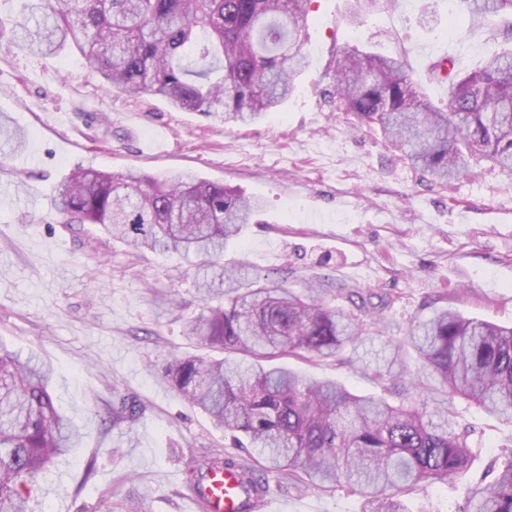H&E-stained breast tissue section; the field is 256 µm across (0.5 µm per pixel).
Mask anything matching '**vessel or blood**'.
Segmentation results:
<instances>
[{"mask_svg": "<svg viewBox=\"0 0 512 512\" xmlns=\"http://www.w3.org/2000/svg\"><path fill=\"white\" fill-rule=\"evenodd\" d=\"M269 484H258L255 492H241L236 472L210 469L198 486L189 487L187 497L196 512H263L269 502Z\"/></svg>", "mask_w": 512, "mask_h": 512, "instance_id": "obj_1", "label": "vessel or blood"}]
</instances>
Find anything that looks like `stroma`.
Returning a JSON list of instances; mask_svg holds the SVG:
<instances>
[{
	"label": "stroma",
	"instance_id": "stroma-1",
	"mask_svg": "<svg viewBox=\"0 0 512 512\" xmlns=\"http://www.w3.org/2000/svg\"><path fill=\"white\" fill-rule=\"evenodd\" d=\"M437 24L417 21L421 0L355 16L353 0H314L306 36L309 64L280 111L240 127L218 115L178 111L152 97L103 89L75 48L31 56L0 41V113L26 134L22 152L0 157V348L53 365L59 409L81 433L47 481L33 486L31 512H184L189 459L233 453L223 430L162 381L175 354L198 353L185 323L203 308L201 281L223 266L242 282L267 276L299 291L325 279L390 297L378 332L365 319L357 353L384 354L417 317L445 307L512 324V174L488 162L448 185L432 183L359 124L336 96V51L356 47L408 54L428 100L445 106L424 49L466 71L512 46V22L448 20V0H431ZM161 175L191 170L264 201L224 250L222 264L136 250L98 225L63 223L52 208L74 167ZM288 366L332 379L352 393L382 387L357 366L333 360ZM136 401L135 422L113 423L112 405ZM455 430L469 429L483 453L470 478L406 497L410 512H457L472 485L512 451V423L465 400ZM94 475H87L88 465ZM273 512H360L344 485L293 490L271 479Z\"/></svg>",
	"mask_w": 512,
	"mask_h": 512
}]
</instances>
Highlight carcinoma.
I'll list each match as a JSON object with an SVG mask.
<instances>
[{
	"mask_svg": "<svg viewBox=\"0 0 512 512\" xmlns=\"http://www.w3.org/2000/svg\"><path fill=\"white\" fill-rule=\"evenodd\" d=\"M311 0H22L19 14L0 18L6 37L34 55H58L76 46L88 73L109 91L149 95L189 112L224 114V121L254 122L280 109L303 65L304 30ZM474 18L512 17V0H458ZM408 54L387 57L345 50L333 83L345 111L380 127L412 165L444 182L470 174L477 156L512 171V47L470 72L443 58L429 78L448 83V111L432 107L411 76ZM24 134L0 113V152H17ZM54 208L66 224H98L136 249L172 252L186 259H218L263 203L192 172L151 176L106 173L78 166L57 186ZM221 295L186 327L187 336L224 357L175 356L162 379L191 406L224 428L253 458L211 453L187 463L234 469L242 486L274 474L307 487L345 483L363 501L361 512H408L380 498L385 487L426 489L464 475L481 449L470 431H453L455 398L512 420V326L435 308L390 341V355L375 368L355 361L377 380L435 403L394 405L383 396L350 392L334 380L309 381L273 359H344L362 324L329 296L359 310L358 291L314 284L297 294L265 278L245 285L224 268ZM416 370L398 371L409 352ZM54 367L39 357L0 352V512H28L22 491L44 478L78 436L54 406ZM139 404L123 399L112 423L132 422ZM458 512H512V456L487 471Z\"/></svg>",
	"mask_w": 512,
	"mask_h": 512,
	"instance_id": "carcinoma-1",
	"label": "carcinoma"
}]
</instances>
